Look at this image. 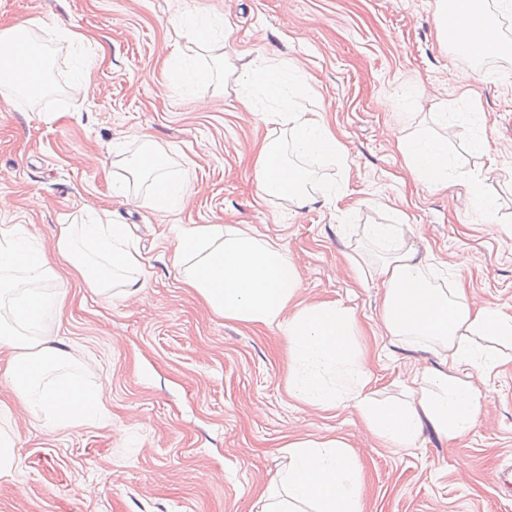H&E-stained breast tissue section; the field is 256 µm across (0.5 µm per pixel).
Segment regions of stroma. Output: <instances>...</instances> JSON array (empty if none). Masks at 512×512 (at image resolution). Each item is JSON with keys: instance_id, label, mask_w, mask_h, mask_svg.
<instances>
[{"instance_id": "obj_1", "label": "stroma", "mask_w": 512, "mask_h": 512, "mask_svg": "<svg viewBox=\"0 0 512 512\" xmlns=\"http://www.w3.org/2000/svg\"><path fill=\"white\" fill-rule=\"evenodd\" d=\"M436 0H0V28L35 21L54 48L51 88L37 103L0 99V228L23 225L52 251L63 215L108 210L143 258L146 286L105 298L68 275L48 336L72 346L82 381L103 391L104 415L50 430L0 379V417L15 432L18 465L0 478V512H251L282 470L283 447L306 436L340 437L362 466L363 512H512V346L481 382V413L463 439L424 427L411 448H388L353 407L320 410L289 396L288 344L275 326L215 315L173 265L179 224H238L280 242L303 303L351 309L368 353L371 389L406 400L412 379L438 366L435 342L388 336L382 288L370 272L377 245L366 224L409 226L431 256L434 284L512 315V55L466 87L452 73L475 60L441 41ZM208 21L230 59L277 57L294 91L344 148L306 166L318 201L294 212L257 194L251 158L271 136L235 93L183 78L210 62L176 39V18ZM81 44L59 38L61 28ZM88 95L75 94L78 60ZM438 134L454 163L452 186L413 178L397 139ZM187 179V208L145 207L118 158L143 139Z\"/></svg>"}]
</instances>
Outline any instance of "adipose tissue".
I'll list each match as a JSON object with an SVG mask.
<instances>
[{
	"instance_id": "1",
	"label": "adipose tissue",
	"mask_w": 512,
	"mask_h": 512,
	"mask_svg": "<svg viewBox=\"0 0 512 512\" xmlns=\"http://www.w3.org/2000/svg\"><path fill=\"white\" fill-rule=\"evenodd\" d=\"M436 0L442 39L460 53L512 52L495 13L512 12V0ZM217 70L196 72L199 83L221 79L241 106L258 111L259 99L274 107L260 111L265 124L282 127L287 138H274L255 153L254 178L260 197L288 201L294 210L311 206L300 162L312 155L336 158L341 147L319 111L287 95L290 75L270 59L235 65L219 57ZM49 89V56L26 24L0 29V90L36 100ZM416 180L440 190L450 185L448 145L438 137L409 135L400 143ZM133 178L148 179L145 206L181 209L191 199L187 180L164 171L161 148L144 140L129 164ZM126 230L90 217L82 224L57 227L54 253L36 248L16 228L0 229V350L11 353L5 371L12 391L43 425L67 426L95 417L102 407L99 388L76 382H47L49 372L77 365L74 354L46 339L47 313L61 311L63 292L54 267L65 260L75 278L99 295L140 289L142 257L121 246ZM382 244L375 273L383 289L382 322L389 336H429L443 350L439 366L414 378L409 401L380 402L370 390L371 373L356 344L357 319L351 309L333 302L300 304L299 278L280 245L250 227L187 224L179 228L173 263L183 283L210 310L247 326H277L288 342L289 395L319 409L353 407L367 429L390 448L413 447L424 426L451 440L464 438L476 425L485 380L502 363L482 349V339L512 342V315L489 305H475L464 289L441 288L427 278L428 254L404 243L397 224H373L362 231ZM287 463L256 512H361L360 467L340 438L305 437L288 442Z\"/></svg>"
}]
</instances>
